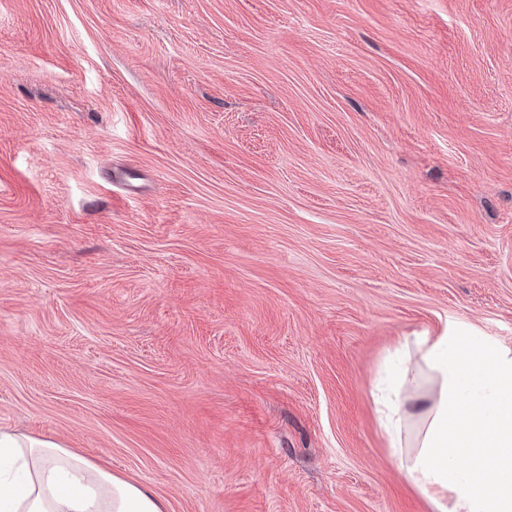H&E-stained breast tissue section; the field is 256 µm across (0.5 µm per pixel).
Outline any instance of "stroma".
Here are the masks:
<instances>
[{
  "label": "stroma",
  "mask_w": 512,
  "mask_h": 512,
  "mask_svg": "<svg viewBox=\"0 0 512 512\" xmlns=\"http://www.w3.org/2000/svg\"><path fill=\"white\" fill-rule=\"evenodd\" d=\"M512 349V0H0V427L167 512H435L372 382Z\"/></svg>",
  "instance_id": "1"
}]
</instances>
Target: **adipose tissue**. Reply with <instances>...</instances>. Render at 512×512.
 Instances as JSON below:
<instances>
[{
  "instance_id": "obj_1",
  "label": "adipose tissue",
  "mask_w": 512,
  "mask_h": 512,
  "mask_svg": "<svg viewBox=\"0 0 512 512\" xmlns=\"http://www.w3.org/2000/svg\"><path fill=\"white\" fill-rule=\"evenodd\" d=\"M376 398L405 475L436 512H512V349L466 326L402 344ZM0 512H164L149 488L58 442L0 429Z\"/></svg>"
}]
</instances>
